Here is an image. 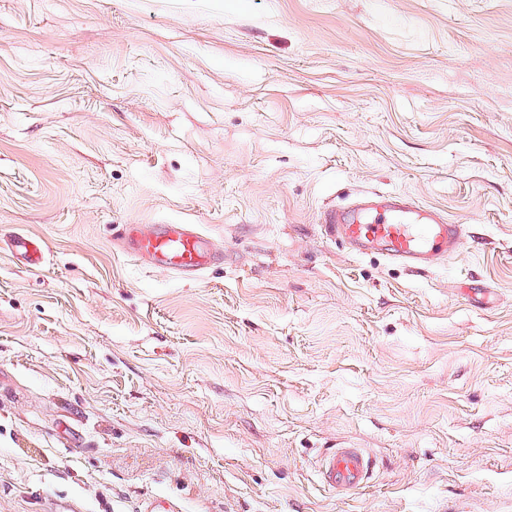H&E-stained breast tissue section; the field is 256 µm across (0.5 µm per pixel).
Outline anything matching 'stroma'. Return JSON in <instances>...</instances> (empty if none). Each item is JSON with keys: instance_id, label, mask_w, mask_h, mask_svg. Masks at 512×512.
<instances>
[{"instance_id": "1", "label": "stroma", "mask_w": 512, "mask_h": 512, "mask_svg": "<svg viewBox=\"0 0 512 512\" xmlns=\"http://www.w3.org/2000/svg\"><path fill=\"white\" fill-rule=\"evenodd\" d=\"M368 192L458 255L325 238ZM125 224L223 259L182 279ZM149 498L512 512V0H0V512ZM324 235L356 256L379 252L404 267H431L458 251L465 226L423 211L405 195L371 193L320 213ZM120 240L127 253L183 278L198 276L219 257L192 224H127ZM9 250L23 256L29 265L38 267L43 264L45 251L37 237L31 235H18L10 240ZM373 461L360 448H338L320 465L323 482L333 491L348 495L370 477Z\"/></svg>"}]
</instances>
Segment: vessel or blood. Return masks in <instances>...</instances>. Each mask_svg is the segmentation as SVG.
I'll return each mask as SVG.
<instances>
[{"label": "vessel or blood", "instance_id": "obj_1", "mask_svg": "<svg viewBox=\"0 0 512 512\" xmlns=\"http://www.w3.org/2000/svg\"><path fill=\"white\" fill-rule=\"evenodd\" d=\"M328 239L346 244L352 254L372 252L410 268L430 267L456 254L465 227L449 223L443 215L419 209L407 196L372 193L345 206L325 209L319 216ZM121 246L134 257L184 278L208 269L218 254L211 242L191 224H129ZM10 252L29 265L40 266L45 251L37 237L18 235ZM373 462L359 448H339L320 465L323 482L347 495L370 477Z\"/></svg>", "mask_w": 512, "mask_h": 512}]
</instances>
